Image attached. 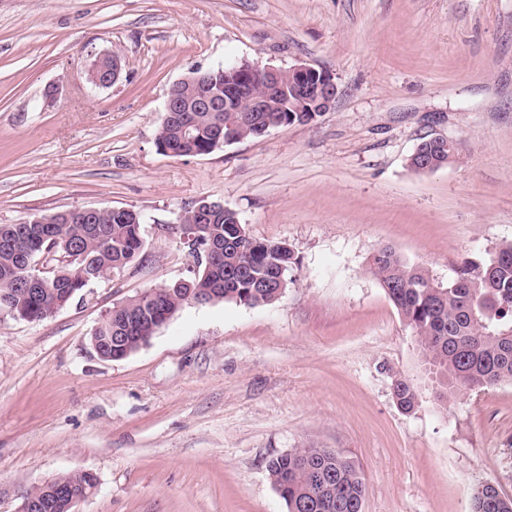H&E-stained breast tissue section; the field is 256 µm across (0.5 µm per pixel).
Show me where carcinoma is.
Masks as SVG:
<instances>
[{
    "mask_svg": "<svg viewBox=\"0 0 512 512\" xmlns=\"http://www.w3.org/2000/svg\"><path fill=\"white\" fill-rule=\"evenodd\" d=\"M269 116L288 127L299 121V101L293 96L266 99ZM158 129L157 143L172 149L196 150L197 155L213 152V127L224 123L228 112H190L200 138L194 146L179 141V117ZM460 155L459 144L448 142L447 154L429 139L419 143L408 159L409 167L424 171V164L436 168L448 165ZM141 216L134 210L109 209L86 218L72 216L65 224H34L27 218L16 224H0V314L14 320L41 321L56 308H63L87 287L86 275H103L129 267L144 249ZM209 232L188 245L200 259L197 272L189 278L192 288L169 285L153 294L121 299L92 334L118 335L107 354H131L155 332L150 324L163 312L176 313L188 304V295L201 293L210 303L231 302L255 307L279 299V280H288L294 264L293 253L284 242L259 240L246 232L237 213L218 209L206 221ZM221 252H208L210 240ZM55 254L74 256L61 262L38 293L16 292L25 279L26 257L42 254L48 243ZM370 270L386 295L412 329L424 361L436 376L437 399L447 402L460 388H484L512 382V242L500 245L487 262L465 260L457 277L444 285L429 272L409 264L395 249L382 246L372 255ZM394 398L406 411L414 408L417 392L406 379L393 387ZM273 486L285 501L288 512H362L365 483L356 462L333 449L309 446L276 455L266 462ZM95 477L74 471L40 485L27 497L44 504L41 512H71L66 500L55 498L53 486H71L78 493L91 488ZM472 512H512V498L494 484L481 485L474 493Z\"/></svg>",
    "mask_w": 512,
    "mask_h": 512,
    "instance_id": "cac0c4a2",
    "label": "carcinoma"
}]
</instances>
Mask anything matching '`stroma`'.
<instances>
[{
  "instance_id": "stroma-1",
  "label": "stroma",
  "mask_w": 512,
  "mask_h": 512,
  "mask_svg": "<svg viewBox=\"0 0 512 512\" xmlns=\"http://www.w3.org/2000/svg\"><path fill=\"white\" fill-rule=\"evenodd\" d=\"M90 50L119 56L122 80L87 84ZM242 60L329 71L335 102L163 154L170 87ZM436 135L459 158L412 171ZM199 200L288 244L282 296L186 305L100 359L113 303L190 278L176 218ZM74 207L140 212L145 247L52 317L0 320V512L77 470L97 487L76 512H287L266 462L307 445L359 464L364 512H471L487 482L512 497V384L437 401L369 271L389 245L445 283L512 242V0H0V224ZM437 137L440 141H444L448 144V155L439 153L438 149L429 141L430 138H423L419 143L417 152L411 155L408 159V165L412 170L416 172H425L423 168L425 163H432L434 167L436 166L434 169L431 167V171L437 170L448 165V158L455 160L459 157L460 147L457 142H453L444 136Z\"/></svg>"
}]
</instances>
